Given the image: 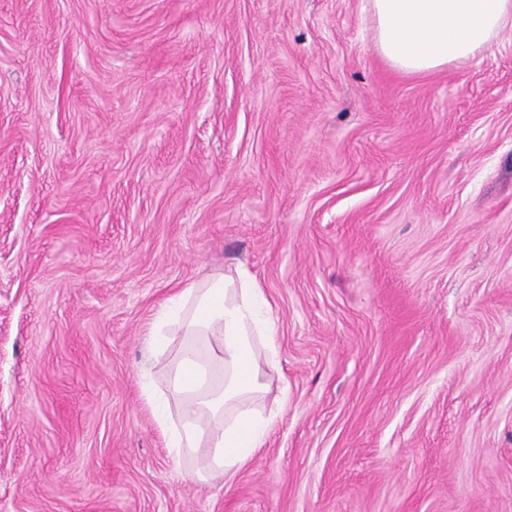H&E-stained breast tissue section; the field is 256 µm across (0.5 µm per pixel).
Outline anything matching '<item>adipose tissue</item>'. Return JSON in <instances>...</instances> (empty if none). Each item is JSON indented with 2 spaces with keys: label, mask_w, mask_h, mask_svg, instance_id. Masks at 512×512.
I'll list each match as a JSON object with an SVG mask.
<instances>
[{
  "label": "adipose tissue",
  "mask_w": 512,
  "mask_h": 512,
  "mask_svg": "<svg viewBox=\"0 0 512 512\" xmlns=\"http://www.w3.org/2000/svg\"><path fill=\"white\" fill-rule=\"evenodd\" d=\"M378 54L397 71L419 75L468 62L512 29V0H366ZM270 303L242 267L190 283L157 311L143 343L156 354L169 334H181L169 375L182 409L171 416L154 388L145 393L168 446L183 456L208 444L194 480L214 473L225 481L254 460L266 444L274 414L260 404L279 371L276 324Z\"/></svg>",
  "instance_id": "adipose-tissue-1"
}]
</instances>
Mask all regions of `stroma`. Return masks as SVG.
I'll list each match as a JSON object with an SVG mask.
<instances>
[{"label":"stroma","instance_id":"1","mask_svg":"<svg viewBox=\"0 0 512 512\" xmlns=\"http://www.w3.org/2000/svg\"><path fill=\"white\" fill-rule=\"evenodd\" d=\"M365 0H0V512H512V29L427 76ZM244 265L278 415L188 476L143 336Z\"/></svg>","mask_w":512,"mask_h":512}]
</instances>
